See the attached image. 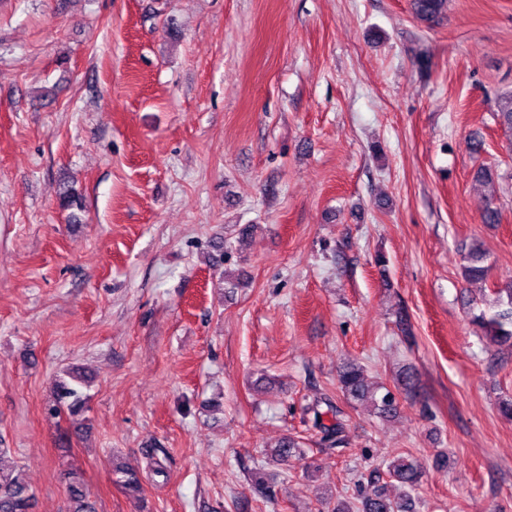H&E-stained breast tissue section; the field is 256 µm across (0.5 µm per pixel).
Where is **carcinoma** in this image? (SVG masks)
I'll return each mask as SVG.
<instances>
[{"instance_id":"carcinoma-1","label":"carcinoma","mask_w":512,"mask_h":512,"mask_svg":"<svg viewBox=\"0 0 512 512\" xmlns=\"http://www.w3.org/2000/svg\"><path fill=\"white\" fill-rule=\"evenodd\" d=\"M447 8V0H413L412 9L417 19L426 23H434L443 18ZM495 114L499 125L512 132V90L495 96ZM481 219L484 224L501 223V211L492 200L481 205ZM462 272L468 281H483L489 272L486 265V252L476 246L467 250L463 257ZM473 325L480 328L483 336L493 343H512V287L497 292L489 303L488 309L471 316ZM86 377L78 371H71L67 377L59 380L54 402L47 407V414L57 416L62 411L77 415L88 408V396L82 391ZM341 391L351 400L370 398L377 413L390 416L397 409V402L392 391L382 396L369 394L365 385L363 368L355 362L343 365L339 374ZM321 401L314 400L303 406V413L313 415L314 425L320 429L321 442L328 448H340L344 443L343 425L336 421L330 425L322 423L319 411ZM300 453L298 441L288 436L276 450L278 460L286 462L288 458ZM386 474L389 479L404 487L399 497L388 493V483H380V475L369 474L368 483L373 492L365 495L360 505L342 502L333 512H414L412 493L417 489L421 479V469L417 461L409 457H397L387 464ZM115 482L131 493L135 498L144 492L140 472L128 467L119 466L114 470ZM66 491L69 500V512H97L96 501L88 491L83 478L74 471L64 474ZM33 493L29 483L20 469L4 470L0 466V512H31Z\"/></svg>"}]
</instances>
